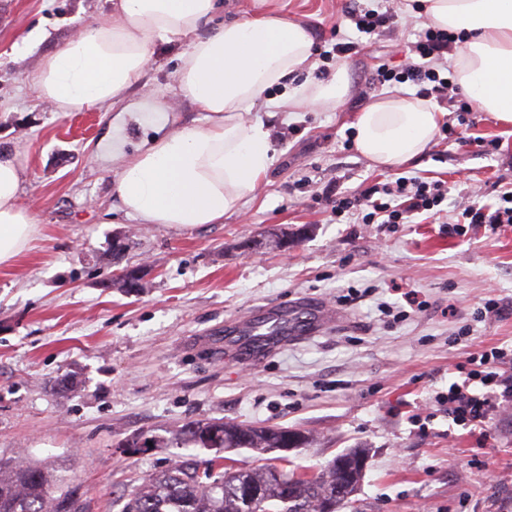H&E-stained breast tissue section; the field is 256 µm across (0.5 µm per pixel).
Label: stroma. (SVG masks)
<instances>
[{
	"label": "stroma",
	"instance_id": "1",
	"mask_svg": "<svg viewBox=\"0 0 512 512\" xmlns=\"http://www.w3.org/2000/svg\"><path fill=\"white\" fill-rule=\"evenodd\" d=\"M285 2L312 33L319 79L345 65L352 94L338 110L257 104L252 116L269 128L274 155L261 190L223 223L177 230L124 213L105 153L130 156L157 135L206 125L177 94L183 43L152 45L121 117L53 112L32 82L42 57L86 22L110 19L111 4L0 0V150L24 156L22 200L38 218L27 251L0 268V458L79 483L88 512H121L126 495L181 456L170 442L179 426L223 418L311 435L286 457L314 470L365 448L350 512H512V403L482 435L454 425L437 402L469 352L512 343V228L448 234L465 207L497 203L512 188V125L486 112L477 126L457 125L445 102L451 138L402 166H372L351 124L384 94L415 95L411 84L372 75L402 64L422 20L410 19V0ZM351 7L401 22L361 34L344 17ZM34 27L46 39L25 44ZM348 41L357 51L338 57L336 43ZM477 136L498 149L479 151ZM400 177L444 182L441 212L390 229L336 220L325 201L332 185L349 194ZM125 233L126 262L152 267L141 295L105 285L112 241ZM491 298L503 317L475 321ZM298 300L326 305L341 323L260 359L226 349L235 320ZM392 307L408 317L394 321ZM464 325L467 342L449 345ZM65 376L73 386L58 387ZM143 430L166 447H121Z\"/></svg>",
	"mask_w": 512,
	"mask_h": 512
}]
</instances>
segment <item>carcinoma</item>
<instances>
[{
    "label": "carcinoma",
    "mask_w": 512,
    "mask_h": 512,
    "mask_svg": "<svg viewBox=\"0 0 512 512\" xmlns=\"http://www.w3.org/2000/svg\"><path fill=\"white\" fill-rule=\"evenodd\" d=\"M185 446L202 448H253L268 451L295 448L306 437L284 428L255 427L223 419L188 421L174 434ZM164 441L140 433L122 443L124 448L160 447ZM365 449L341 454L343 465L331 463L314 474L282 472L288 480L283 491L271 478L279 467L265 463L232 470L224 457L200 461L192 454L180 456L170 467L151 477L125 503L122 512H253L242 501L239 482L246 478L261 492L263 512H322L325 502L342 512L350 503L363 468ZM80 486L51 475L34 463L0 459V512H81Z\"/></svg>",
    "instance_id": "carcinoma-1"
}]
</instances>
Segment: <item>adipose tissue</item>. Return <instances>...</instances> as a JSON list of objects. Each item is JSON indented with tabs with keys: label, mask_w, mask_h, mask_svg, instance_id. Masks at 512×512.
Segmentation results:
<instances>
[{
	"label": "adipose tissue",
	"mask_w": 512,
	"mask_h": 512,
	"mask_svg": "<svg viewBox=\"0 0 512 512\" xmlns=\"http://www.w3.org/2000/svg\"><path fill=\"white\" fill-rule=\"evenodd\" d=\"M278 2L254 0L245 17L210 32L219 0H112L111 20L88 22L43 57L34 75L43 106L105 110L140 75L155 40H186L177 87L208 123L119 157L115 191L127 215L188 230L223 223L256 192L272 162L268 129L249 117L256 100L267 98L282 112L344 104L345 67L328 80H310L311 33ZM419 2L432 26L462 38L450 57L458 84L480 111L512 124V0ZM275 86L280 96L266 97ZM442 118L431 100L386 94L356 114L354 143L374 165L398 166L431 147ZM24 171L19 152H0V266L22 255L37 232L36 217L21 200Z\"/></svg>",
	"instance_id": "obj_1"
}]
</instances>
